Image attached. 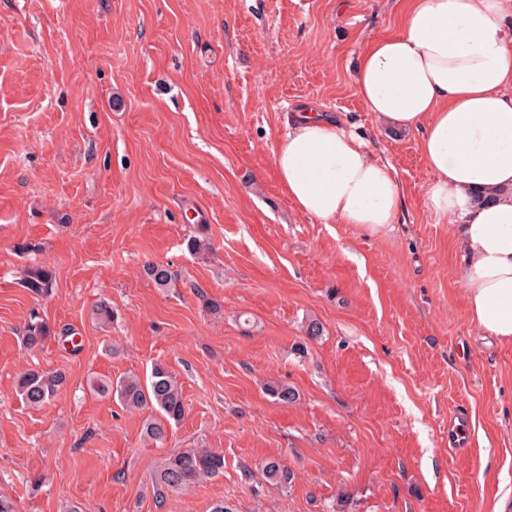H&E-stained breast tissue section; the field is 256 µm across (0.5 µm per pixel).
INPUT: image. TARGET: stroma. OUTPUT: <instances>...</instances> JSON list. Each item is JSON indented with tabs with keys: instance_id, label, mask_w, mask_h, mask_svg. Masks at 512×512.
Returning <instances> with one entry per match:
<instances>
[{
	"instance_id": "35a3bbf8",
	"label": "stroma",
	"mask_w": 512,
	"mask_h": 512,
	"mask_svg": "<svg viewBox=\"0 0 512 512\" xmlns=\"http://www.w3.org/2000/svg\"><path fill=\"white\" fill-rule=\"evenodd\" d=\"M405 5L0 0V497L18 512H512V345L485 344L468 318L448 227L424 206L420 132L384 125L353 84ZM306 105L394 167L393 229L297 211L273 152ZM200 224L202 258L186 247ZM148 261L174 285L156 288ZM34 263L53 268L51 294L22 287ZM34 313L76 348L24 347ZM157 361L186 402L161 446L142 433L150 410L91 386ZM32 367L67 377L38 409L15 393ZM272 378L298 401L268 397ZM460 405L463 451L448 446ZM201 447L222 452L223 474L158 504L155 469ZM270 457L290 487L264 481ZM261 473L266 483L277 488H287L294 480L293 471L275 457L262 463Z\"/></svg>"
}]
</instances>
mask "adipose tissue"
I'll use <instances>...</instances> for the list:
<instances>
[{"instance_id":"obj_1","label":"adipose tissue","mask_w":512,"mask_h":512,"mask_svg":"<svg viewBox=\"0 0 512 512\" xmlns=\"http://www.w3.org/2000/svg\"><path fill=\"white\" fill-rule=\"evenodd\" d=\"M353 80L368 111L420 132L424 205L456 242L469 319L512 344V0H410ZM274 165L297 210L326 224L379 235L404 207L393 166L320 112L298 115Z\"/></svg>"}]
</instances>
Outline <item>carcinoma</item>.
Wrapping results in <instances>:
<instances>
[{
	"instance_id": "obj_1",
	"label": "carcinoma",
	"mask_w": 512,
	"mask_h": 512,
	"mask_svg": "<svg viewBox=\"0 0 512 512\" xmlns=\"http://www.w3.org/2000/svg\"><path fill=\"white\" fill-rule=\"evenodd\" d=\"M144 272L159 288H167L176 280L175 274L166 266L148 263ZM54 270L47 265L27 268L22 287L35 295H44L52 290ZM56 335L50 325L37 314H32L24 326L22 342L29 349H39ZM66 385L65 374L31 368L21 373L15 386L16 395L27 406L41 407L54 401ZM102 393L114 395L119 404L129 410L153 409L156 411L143 425L144 435L154 443L164 444L173 426L178 424L186 412V403L181 384L169 367L156 362L150 375L142 380L136 374L128 375L117 382L103 381L94 384ZM264 391L273 401L291 404L298 399L297 390L281 379H271ZM224 471V455L211 448H187L166 457L154 474V490L159 501L179 496L196 485L212 479ZM266 483L277 488H286L294 480V473L279 459L273 457L261 465Z\"/></svg>"
}]
</instances>
